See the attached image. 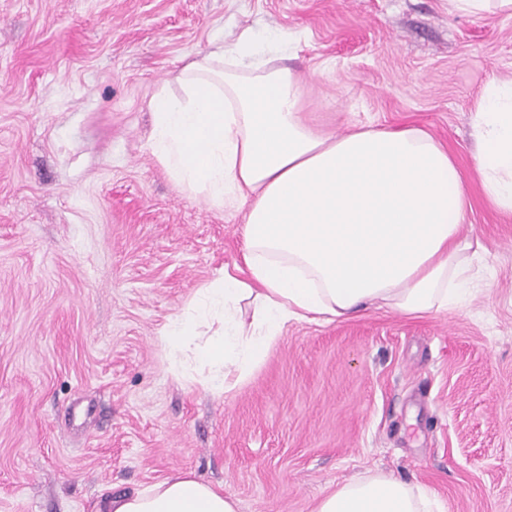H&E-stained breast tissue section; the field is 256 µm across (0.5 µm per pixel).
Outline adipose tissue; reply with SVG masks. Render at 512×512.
<instances>
[{
    "label": "adipose tissue",
    "mask_w": 512,
    "mask_h": 512,
    "mask_svg": "<svg viewBox=\"0 0 512 512\" xmlns=\"http://www.w3.org/2000/svg\"><path fill=\"white\" fill-rule=\"evenodd\" d=\"M291 35L243 31L185 65L180 94L151 104V153L184 193L245 210L240 264L196 288L161 333L175 364L192 358L218 393L242 384L291 322L371 307L405 315L456 308L478 254L464 233L457 162L429 132L310 126L304 79L282 65ZM487 202L512 216V80H489L473 121ZM253 306L243 318L242 303ZM426 490L389 475L327 490L314 512H430ZM100 512H239L222 487L181 474L108 497Z\"/></svg>",
    "instance_id": "obj_1"
}]
</instances>
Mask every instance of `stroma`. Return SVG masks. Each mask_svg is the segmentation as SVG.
<instances>
[{
  "mask_svg": "<svg viewBox=\"0 0 512 512\" xmlns=\"http://www.w3.org/2000/svg\"><path fill=\"white\" fill-rule=\"evenodd\" d=\"M247 29L299 33L318 127L447 145L481 249L461 307L288 324L218 395L160 333L240 261L244 216L179 191L150 102ZM492 77L512 79V17L448 0H0V512H99L183 472L240 512L380 474L440 512H512V218L472 176Z\"/></svg>",
  "mask_w": 512,
  "mask_h": 512,
  "instance_id": "stroma-1",
  "label": "stroma"
}]
</instances>
